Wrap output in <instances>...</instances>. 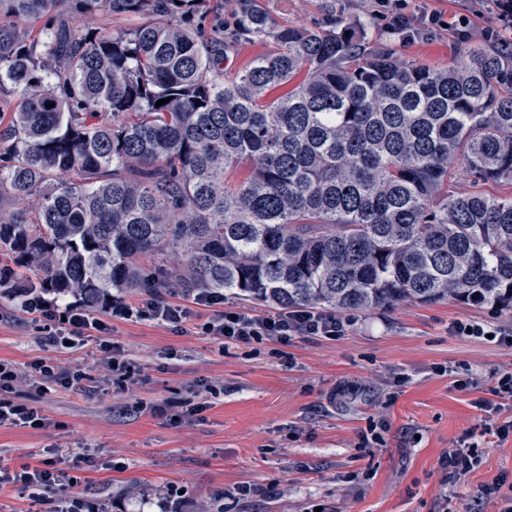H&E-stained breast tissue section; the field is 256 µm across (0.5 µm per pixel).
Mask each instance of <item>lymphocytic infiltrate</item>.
<instances>
[{
    "instance_id": "obj_1",
    "label": "lymphocytic infiltrate",
    "mask_w": 512,
    "mask_h": 512,
    "mask_svg": "<svg viewBox=\"0 0 512 512\" xmlns=\"http://www.w3.org/2000/svg\"><path fill=\"white\" fill-rule=\"evenodd\" d=\"M375 14L384 20L389 33L409 37L418 27H448L458 36H465L470 24L467 15L460 14L444 21L441 13L409 10L408 0H375ZM225 298L218 293L193 296L186 302L166 301L148 296L132 304L116 295L104 316H97L82 299L58 305L43 294H25L23 312L39 324L44 345L61 349L77 345L84 339H98V360L113 381L132 380L135 365L123 349L108 339L115 321H152L170 327L174 332L197 330L202 335L222 342L286 343L296 337H322L335 340L344 336L350 321L335 312L313 307L281 309L264 314H248L224 306ZM15 364L0 360V426L11 425L38 428L46 423L39 408L21 403L9 395L19 377ZM95 465L91 454L73 456L60 448L44 451L35 465L13 470L0 465V490L12 488L27 495L30 512H43L47 502H54L53 512H112L108 503L97 504L73 494L72 472L78 464Z\"/></svg>"
}]
</instances>
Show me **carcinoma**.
<instances>
[{"instance_id": "carcinoma-1", "label": "carcinoma", "mask_w": 512, "mask_h": 512, "mask_svg": "<svg viewBox=\"0 0 512 512\" xmlns=\"http://www.w3.org/2000/svg\"><path fill=\"white\" fill-rule=\"evenodd\" d=\"M0 0V254L28 287L219 292L339 311L448 298L512 310V55L430 67L235 0ZM41 20L35 37L17 24ZM275 50L224 74V48ZM288 93L270 90L300 73ZM163 105L156 102L163 98ZM201 105H196V102ZM54 107H48V104ZM473 190L453 194L448 163ZM155 260L146 273L139 259ZM64 10L65 13H69L76 28L80 30L90 29V31L95 32L98 35L110 34L112 33V30L127 28L132 24V21L124 16L111 17L105 13H100L95 17L86 18L79 15H73L72 11L68 8H64Z\"/></svg>"}]
</instances>
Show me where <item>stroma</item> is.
<instances>
[{
  "instance_id": "1",
  "label": "stroma",
  "mask_w": 512,
  "mask_h": 512,
  "mask_svg": "<svg viewBox=\"0 0 512 512\" xmlns=\"http://www.w3.org/2000/svg\"><path fill=\"white\" fill-rule=\"evenodd\" d=\"M279 22H336L368 47L404 60L446 66L461 42L448 32L403 42L372 15V0H258ZM458 320L512 329V311L448 299L407 301L360 312L336 340L294 338L224 344L156 323H114L109 335L139 368L135 381L111 382L95 341L59 351L40 340L18 299L0 298V360L16 365V400L41 409L42 429L0 426V464H35L46 448L97 453L114 468L77 469L76 493L90 500L171 485L194 504L220 512H499L482 490L496 479L512 486V437H478L480 462L450 478L442 458L465 431L480 429L497 377L512 373V347L487 337L455 336ZM45 359L88 373L83 388L30 381L28 365ZM469 380L459 389L455 380ZM217 388L208 408L178 424L155 407ZM383 422L380 445L362 448L369 421ZM257 484L263 496L238 499Z\"/></svg>"
}]
</instances>
